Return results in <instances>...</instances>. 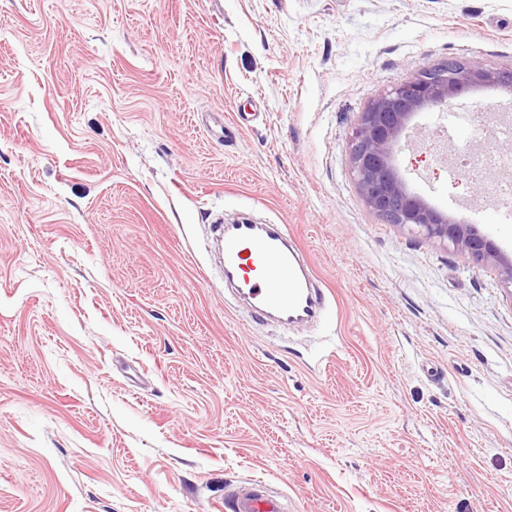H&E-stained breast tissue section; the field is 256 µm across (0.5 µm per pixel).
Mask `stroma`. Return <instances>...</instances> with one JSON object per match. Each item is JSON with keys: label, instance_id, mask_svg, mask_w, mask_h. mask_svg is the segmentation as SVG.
<instances>
[{"label": "stroma", "instance_id": "1", "mask_svg": "<svg viewBox=\"0 0 512 512\" xmlns=\"http://www.w3.org/2000/svg\"><path fill=\"white\" fill-rule=\"evenodd\" d=\"M448 59L512 69V0H0V512H226L254 481L286 512H512V285L351 173L362 112ZM452 111L409 127L487 141L512 91ZM395 165L512 259V166ZM218 220L288 225L321 321L231 304Z\"/></svg>", "mask_w": 512, "mask_h": 512}]
</instances>
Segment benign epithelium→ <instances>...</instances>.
I'll use <instances>...</instances> for the list:
<instances>
[{
  "label": "benign epithelium",
  "mask_w": 512,
  "mask_h": 512,
  "mask_svg": "<svg viewBox=\"0 0 512 512\" xmlns=\"http://www.w3.org/2000/svg\"><path fill=\"white\" fill-rule=\"evenodd\" d=\"M512 86V70H474L446 60L419 72L376 99L362 113L350 142L352 170L366 205L388 224L410 226L426 239L439 241L464 260L491 263L512 284V262L468 221L447 215L408 192L394 165V155L410 118L432 107L452 106L471 87Z\"/></svg>",
  "instance_id": "7a95c632"
}]
</instances>
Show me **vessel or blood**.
Here are the masks:
<instances>
[{
	"label": "vessel or blood",
	"instance_id": "obj_1",
	"mask_svg": "<svg viewBox=\"0 0 512 512\" xmlns=\"http://www.w3.org/2000/svg\"><path fill=\"white\" fill-rule=\"evenodd\" d=\"M225 279L239 281V290L253 303L256 315L275 311L283 327L313 318L323 309L326 296L309 287V270L299 248L289 245L283 225H268L258 231L247 221L225 230L223 236ZM234 512H284L279 499L262 484L238 490L232 501Z\"/></svg>",
	"mask_w": 512,
	"mask_h": 512
}]
</instances>
